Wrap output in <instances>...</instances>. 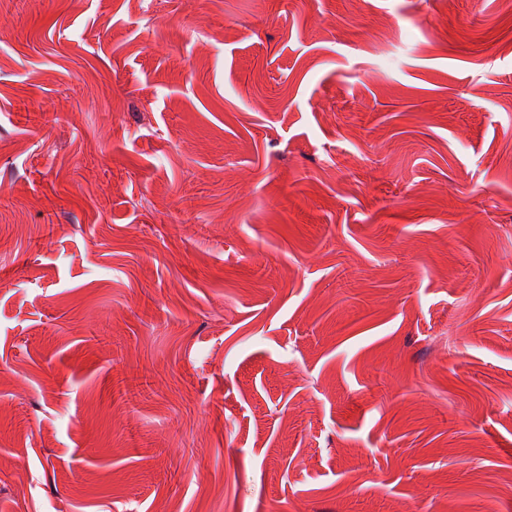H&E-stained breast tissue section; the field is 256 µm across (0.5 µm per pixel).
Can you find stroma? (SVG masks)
I'll use <instances>...</instances> for the list:
<instances>
[{"label":"stroma","instance_id":"obj_1","mask_svg":"<svg viewBox=\"0 0 512 512\" xmlns=\"http://www.w3.org/2000/svg\"><path fill=\"white\" fill-rule=\"evenodd\" d=\"M0 512H512V0H0Z\"/></svg>","mask_w":512,"mask_h":512}]
</instances>
